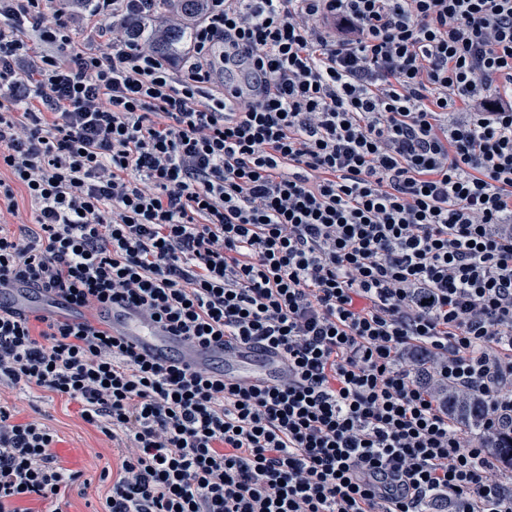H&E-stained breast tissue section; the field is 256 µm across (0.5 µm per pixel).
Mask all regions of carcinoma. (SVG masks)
I'll return each instance as SVG.
<instances>
[{
  "mask_svg": "<svg viewBox=\"0 0 512 512\" xmlns=\"http://www.w3.org/2000/svg\"><path fill=\"white\" fill-rule=\"evenodd\" d=\"M176 10L181 16L173 27H158L154 16L164 17ZM204 10V0H148L144 10L131 14L124 20L129 39L145 43L167 57L181 55L193 23ZM454 415L467 427L480 428L483 400L477 397L451 398Z\"/></svg>",
  "mask_w": 512,
  "mask_h": 512,
  "instance_id": "1",
  "label": "carcinoma"
}]
</instances>
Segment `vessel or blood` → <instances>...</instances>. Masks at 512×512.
<instances>
[{"label": "vessel or blood", "mask_w": 512, "mask_h": 512, "mask_svg": "<svg viewBox=\"0 0 512 512\" xmlns=\"http://www.w3.org/2000/svg\"><path fill=\"white\" fill-rule=\"evenodd\" d=\"M91 323L151 359L161 361L175 355L183 364L194 368L223 364L226 377L244 387L263 388L288 381V362L278 352L260 355L249 345L238 342L193 343L125 301L112 302L108 310L92 318Z\"/></svg>", "instance_id": "vessel-or-blood-1"}]
</instances>
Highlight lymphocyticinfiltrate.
Listing matches in <instances>:
<instances>
[{"label": "lymphocytic infiltrate", "instance_id": "1", "mask_svg": "<svg viewBox=\"0 0 512 512\" xmlns=\"http://www.w3.org/2000/svg\"><path fill=\"white\" fill-rule=\"evenodd\" d=\"M0 0V294L279 349L265 389L0 302V512L115 443L101 512H512V0H205L168 58ZM484 399L463 430L448 394ZM22 285H15L13 287L14 305L17 309L27 313L31 308H43L52 310L55 308L54 302L50 299L40 298L38 301H33L31 294ZM23 417L40 416L43 422L56 434L53 450L60 464L69 470L81 471V480H90L85 488L75 484L62 493L59 504L63 512H96L101 510V502L108 483L100 482L104 467L116 468V456L112 453V443L95 428L85 424L79 416L78 405L67 403L57 395L32 389L27 401L18 402Z\"/></svg>", "mask_w": 512, "mask_h": 512}]
</instances>
